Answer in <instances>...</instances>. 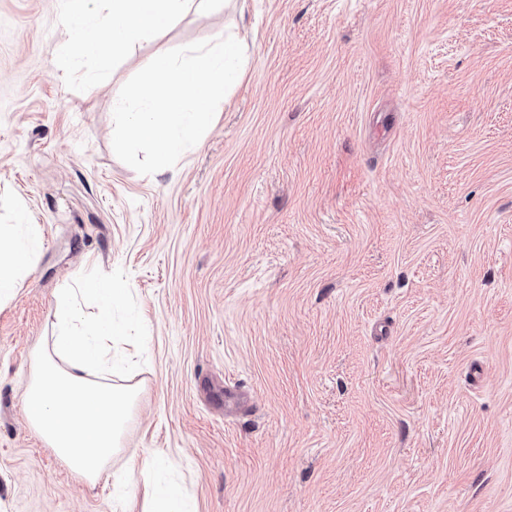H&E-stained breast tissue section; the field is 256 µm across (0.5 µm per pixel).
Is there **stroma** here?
<instances>
[{"label": "stroma", "instance_id": "stroma-1", "mask_svg": "<svg viewBox=\"0 0 512 512\" xmlns=\"http://www.w3.org/2000/svg\"><path fill=\"white\" fill-rule=\"evenodd\" d=\"M232 31L246 74L145 176L112 148L146 59ZM62 0H0V224L43 237L0 306V512H512V0H233L54 68ZM124 281L140 389L87 484L24 394L55 297ZM159 465L157 455H149L138 466L133 464L114 484V489L135 502L142 499L143 512H181V497L177 490L152 483L150 472Z\"/></svg>", "mask_w": 512, "mask_h": 512}]
</instances>
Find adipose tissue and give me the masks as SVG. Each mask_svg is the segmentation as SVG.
<instances>
[{"label":"adipose tissue","instance_id":"1","mask_svg":"<svg viewBox=\"0 0 512 512\" xmlns=\"http://www.w3.org/2000/svg\"><path fill=\"white\" fill-rule=\"evenodd\" d=\"M65 26L78 39L84 55L118 54L190 9L204 11L216 0H101L93 17L78 14L81 0H70ZM42 227L38 224L0 225V304L22 288L36 262ZM93 295L98 319L86 320L77 307L78 293ZM126 293L118 281L104 278L83 289L66 288L56 298L50 343L38 354L28 386L25 410L31 427L89 482L105 472L121 446L127 421L136 406L137 390L112 383L126 341L112 312ZM159 465L149 455L131 466L114 488L149 512H181L177 490L152 482Z\"/></svg>","mask_w":512,"mask_h":512}]
</instances>
